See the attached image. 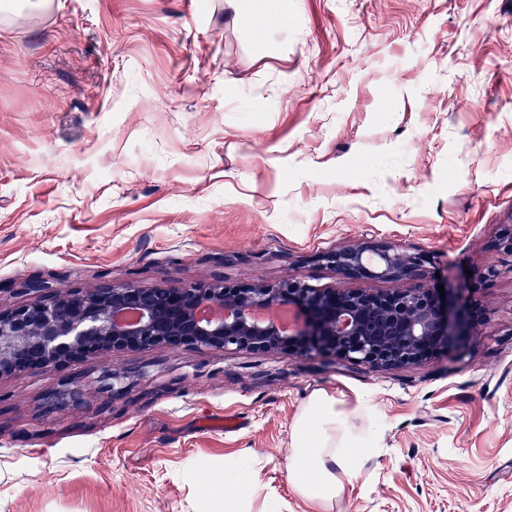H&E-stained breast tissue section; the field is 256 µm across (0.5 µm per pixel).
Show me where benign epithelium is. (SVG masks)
<instances>
[{
    "mask_svg": "<svg viewBox=\"0 0 512 512\" xmlns=\"http://www.w3.org/2000/svg\"><path fill=\"white\" fill-rule=\"evenodd\" d=\"M493 247L512 256V224L501 228ZM320 260L334 269L337 285L213 279L179 288L128 283L64 290L28 280L19 293L34 297L0 308V380L154 348L321 355L393 370L457 351L480 325L476 307L439 294L423 257L388 242L345 246ZM369 278L399 287H354ZM98 382L112 395L126 388L124 376L110 369ZM85 396L64 380L45 410L80 408Z\"/></svg>",
    "mask_w": 512,
    "mask_h": 512,
    "instance_id": "obj_1",
    "label": "benign epithelium"
}]
</instances>
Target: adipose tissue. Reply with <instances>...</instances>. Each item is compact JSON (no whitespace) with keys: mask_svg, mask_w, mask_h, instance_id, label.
I'll return each instance as SVG.
<instances>
[{"mask_svg":"<svg viewBox=\"0 0 512 512\" xmlns=\"http://www.w3.org/2000/svg\"><path fill=\"white\" fill-rule=\"evenodd\" d=\"M373 417L371 406L344 408L325 392L312 396L302 409L286 468L289 482L315 512H329L345 480L359 475L375 456L381 431ZM358 418L363 426H355ZM201 491L221 500L223 512H249L256 485L250 468L236 461L210 475Z\"/></svg>","mask_w":512,"mask_h":512,"instance_id":"adipose-tissue-1","label":"adipose tissue"}]
</instances>
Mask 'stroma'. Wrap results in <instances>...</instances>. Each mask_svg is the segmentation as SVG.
Masks as SVG:
<instances>
[{"mask_svg":"<svg viewBox=\"0 0 512 512\" xmlns=\"http://www.w3.org/2000/svg\"><path fill=\"white\" fill-rule=\"evenodd\" d=\"M0 0V306L55 288L298 278L369 240L423 254L485 319L452 358L155 348L0 381V512H311L307 399L365 400L381 447L333 512H512V0ZM263 48H256V37ZM499 277L485 280L487 267ZM79 409L44 412L61 379ZM239 419L233 430L220 420ZM252 474L250 468L240 460L224 463V471L211 474L200 489L204 496L221 500L223 510L220 512H249L248 505L256 495ZM227 486L235 488L234 494L226 493Z\"/></svg>","mask_w":512,"mask_h":512,"instance_id":"obj_1","label":"stroma"}]
</instances>
